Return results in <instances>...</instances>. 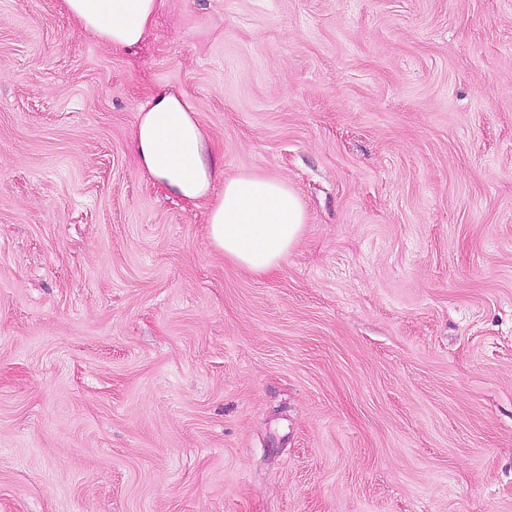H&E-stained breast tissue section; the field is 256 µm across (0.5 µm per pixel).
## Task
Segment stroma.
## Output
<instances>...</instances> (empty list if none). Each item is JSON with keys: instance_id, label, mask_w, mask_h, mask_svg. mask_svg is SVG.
I'll return each instance as SVG.
<instances>
[{"instance_id": "obj_1", "label": "stroma", "mask_w": 512, "mask_h": 512, "mask_svg": "<svg viewBox=\"0 0 512 512\" xmlns=\"http://www.w3.org/2000/svg\"><path fill=\"white\" fill-rule=\"evenodd\" d=\"M169 89L278 271L142 176ZM0 512H512V0H0ZM65 12L99 41L125 49L136 47L163 0H61ZM135 141L146 178L188 202L209 204L208 237L224 257L255 275L281 266L306 223L287 180L242 174L214 193L210 133L179 91L162 92L141 106Z\"/></svg>"}]
</instances>
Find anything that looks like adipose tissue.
I'll use <instances>...</instances> for the list:
<instances>
[{"label":"adipose tissue","mask_w":512,"mask_h":512,"mask_svg":"<svg viewBox=\"0 0 512 512\" xmlns=\"http://www.w3.org/2000/svg\"><path fill=\"white\" fill-rule=\"evenodd\" d=\"M162 0H62L65 12L99 41L136 47ZM141 173L189 202H207L212 245L256 275L278 269L306 222L304 206L287 180L242 174L215 191L212 140L181 92L150 97L140 108L135 131Z\"/></svg>","instance_id":"adipose-tissue-1"}]
</instances>
